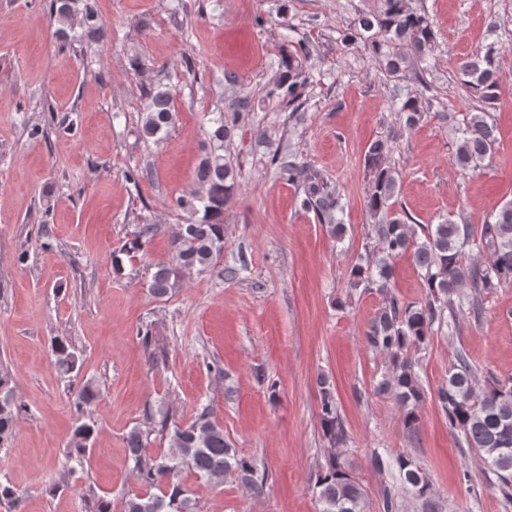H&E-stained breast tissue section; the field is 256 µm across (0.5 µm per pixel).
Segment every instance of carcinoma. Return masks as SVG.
I'll return each instance as SVG.
<instances>
[{
  "mask_svg": "<svg viewBox=\"0 0 512 512\" xmlns=\"http://www.w3.org/2000/svg\"><path fill=\"white\" fill-rule=\"evenodd\" d=\"M50 17L58 24L56 33L66 37L78 27L99 39L107 36L96 9V0H53ZM361 41L371 51L379 67L392 76L412 72L422 77L420 64L433 56L436 36L430 18L411 9L408 0H376L374 8L355 15L343 33L345 43ZM309 48L302 41L283 46L272 80V94L292 112L305 104L310 84L307 68ZM501 48L493 41L484 52L460 62V82L481 106L465 112L455 121L454 163L462 171L490 162L497 151L498 137L486 107L499 101ZM149 103L141 119L140 135L153 138L174 120L172 94L155 88L148 93ZM254 108L247 98L229 109L218 105L209 113L208 148L197 171L200 190L175 199V207L188 214L178 225L172 240V258L154 264L148 281L150 292L163 298L180 286L184 275L213 269L224 253V206L234 196L237 174L224 158V141L237 127L240 113ZM397 120L414 127L428 114L425 103L407 96L396 104ZM393 138L372 141L364 154V168L370 178L365 207L373 219L368 238L374 246L358 256L350 269L351 285L375 290L383 304L365 333L367 345L388 357L389 372L377 391L391 395L399 404L405 430L413 440L419 434L418 409L425 397L416 371V355L424 350L437 332L459 331L457 311L466 308L474 318L481 316L482 297L512 286V201L492 212L476 230L465 219L444 218L438 224L414 227L411 218L396 209L399 175L389 162ZM288 181L299 184V207L315 214L334 236L344 231V205L329 177L290 156L280 163ZM157 232L155 224H140L121 248L133 257L144 250ZM490 250L489 261L480 264L466 252ZM413 252L427 288L420 302L406 303L392 292L393 261ZM154 362L164 358L152 329L140 331ZM55 363L64 376L77 370L79 357L63 337L51 341ZM476 368L461 351L448 369V381L436 391L438 404L448 420V430L473 449L502 496L512 500V383L496 381L478 392ZM319 420L327 443L325 466L315 488L318 512H368L367 492L344 458L347 432L329 378L320 375ZM99 390L89 382L78 393L79 408L68 443L57 487L69 486L83 471L85 458L98 435L97 422L90 407ZM25 405L19 400L8 367L0 364V447L11 439ZM161 430L167 432L168 448L156 455L146 451L150 431L133 427L126 435L131 472L138 489L126 494L122 512H199L197 501L182 475L191 474L205 482L220 485L232 472L252 488H262L265 472L257 462L246 459L224 437V428L202 405L189 422L172 419L161 412ZM372 464L378 470L394 468L400 482L379 489L383 512H400L401 495L411 494L422 502L425 512H436L433 487L428 474L408 455L374 453ZM85 512H112V500L89 483L82 491Z\"/></svg>",
  "mask_w": 512,
  "mask_h": 512,
  "instance_id": "carcinoma-1",
  "label": "carcinoma"
}]
</instances>
